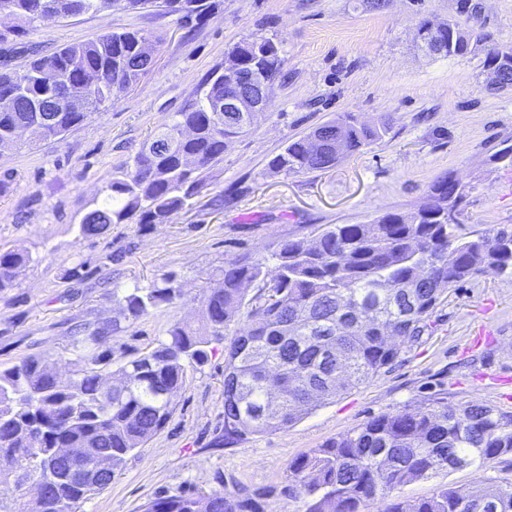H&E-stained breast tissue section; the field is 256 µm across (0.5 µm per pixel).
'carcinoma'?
<instances>
[{
	"label": "carcinoma",
	"mask_w": 512,
	"mask_h": 512,
	"mask_svg": "<svg viewBox=\"0 0 512 512\" xmlns=\"http://www.w3.org/2000/svg\"><path fill=\"white\" fill-rule=\"evenodd\" d=\"M10 6L11 24L0 28V44L25 36L41 14L61 17L104 13L120 0H0ZM215 8L211 0H183L176 13L197 18ZM430 40L445 46V57L464 56L484 43V67L496 68L512 86V45L450 21L432 30ZM161 40L141 30L107 31L93 39L64 44L16 70L0 67V96L17 92L16 106L0 111V147L16 127L30 129L29 144L77 128L119 92L152 69L141 43ZM230 53L239 59L235 76L215 68L197 101L164 125L152 142L112 173L108 194L82 218L81 236L100 237L114 224H165L188 208L207 187L203 172L220 162L240 115L211 112L207 102L235 85L261 78L274 86L284 60L267 39L244 40ZM87 93L83 112H66L59 125L41 121L60 85ZM379 126L343 115L313 127L268 162L272 172L330 169L382 136ZM193 135H184L185 129ZM338 153H333V150ZM467 186L448 176L430 186L428 201L409 213H387L369 224H333L315 238L292 239L268 257H244L224 265L220 285L203 293L201 323H176L152 350L113 372L121 391H109L102 374L83 366L67 377L56 363L24 358L0 369V455L8 451L18 469L0 468V483L14 497L0 512H30L29 485L46 491L41 512H78L103 488L63 477L56 449L87 448L88 463L111 472L160 431L187 369L208 360L214 341L224 344V433L234 444L249 434L285 430L347 389L374 377L399 357L401 347L420 339L436 306L458 284L487 273L512 276V231L490 227L469 231L448 223L459 210ZM29 256L0 251V292L14 286ZM163 284L135 287L122 298L138 318L181 297L171 277ZM257 289L253 296L249 287ZM232 322L244 331L225 339ZM512 454V413L484 404L459 410L432 405L383 414L330 440L288 464L292 491L307 499L306 512H362L366 502H385L383 512H459L467 501L494 503L493 512H512V485L484 482L476 487H441L431 496L400 500L402 487L438 470L481 469L491 459ZM143 512H257L248 499L224 490L170 495L148 502Z\"/></svg>",
	"instance_id": "obj_1"
}]
</instances>
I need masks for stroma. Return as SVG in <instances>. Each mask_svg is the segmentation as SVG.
Instances as JSON below:
<instances>
[{"label":"stroma","instance_id":"1","mask_svg":"<svg viewBox=\"0 0 512 512\" xmlns=\"http://www.w3.org/2000/svg\"><path fill=\"white\" fill-rule=\"evenodd\" d=\"M208 16L186 21L157 8L115 9L34 23L11 61L49 54L106 30L160 38L153 69L103 115L37 146L0 150V250L28 254L14 288L0 293V366L29 356L56 360L62 375L88 363L110 374L155 347L166 329L197 321L203 289L225 264L270 256L291 238L313 239L330 224H366L407 213L433 181L453 174L468 185L461 220L476 231L512 229V166L495 154L512 145V89L486 86L485 54L432 56L422 20L458 18V0H216ZM484 30L512 45V0H471ZM279 48L284 76L268 110L207 171L208 189L189 210L154 227L115 224L85 238L78 226L103 200L115 166L150 141L197 97L210 70L243 39ZM349 113L372 124L391 118L383 138L336 167L269 173L289 140ZM122 253L120 263L105 255ZM84 265V278L69 277ZM172 276L181 298L136 319L121 298ZM114 328L99 345H73L74 326ZM421 339L368 382L348 388L283 431L217 445L224 426V345L188 369L164 428L116 472L81 512H142L154 498L221 489L247 492L259 512H305L292 493L291 460L387 413L472 402L512 412V278L489 273L450 290ZM512 483V456L483 470H440L403 488L401 498L440 486Z\"/></svg>","mask_w":512,"mask_h":512}]
</instances>
